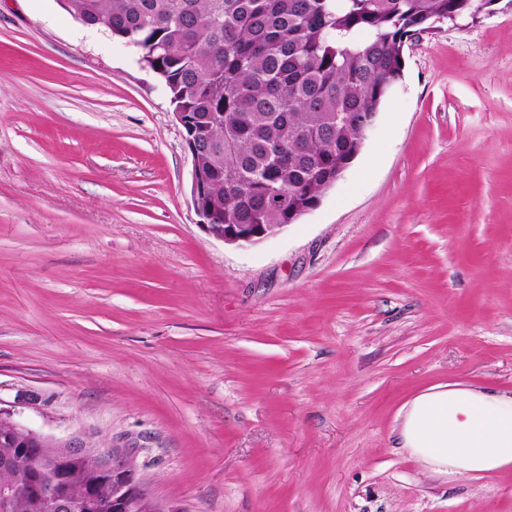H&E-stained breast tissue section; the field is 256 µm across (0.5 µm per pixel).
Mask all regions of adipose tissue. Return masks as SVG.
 Returning <instances> with one entry per match:
<instances>
[{"instance_id":"1","label":"adipose tissue","mask_w":512,"mask_h":512,"mask_svg":"<svg viewBox=\"0 0 512 512\" xmlns=\"http://www.w3.org/2000/svg\"><path fill=\"white\" fill-rule=\"evenodd\" d=\"M401 415L402 448L431 471L475 479L512 471V393L440 383Z\"/></svg>"}]
</instances>
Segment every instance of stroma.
I'll return each instance as SVG.
<instances>
[{
    "mask_svg": "<svg viewBox=\"0 0 512 512\" xmlns=\"http://www.w3.org/2000/svg\"><path fill=\"white\" fill-rule=\"evenodd\" d=\"M404 59L318 206L230 245L139 51L0 0V411L140 449L184 512H512V472L434 474L397 430L425 387L512 391V0Z\"/></svg>",
    "mask_w": 512,
    "mask_h": 512,
    "instance_id": "1",
    "label": "stroma"
}]
</instances>
